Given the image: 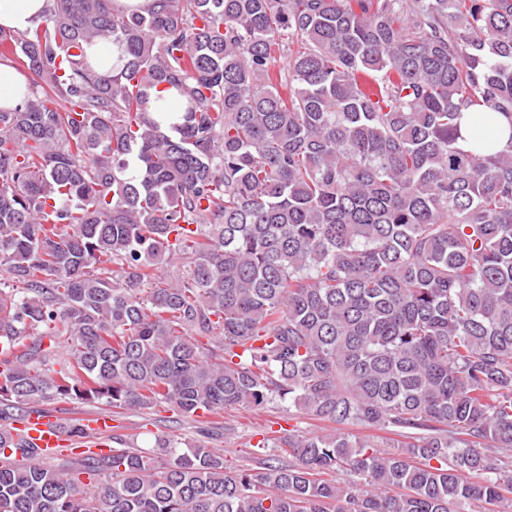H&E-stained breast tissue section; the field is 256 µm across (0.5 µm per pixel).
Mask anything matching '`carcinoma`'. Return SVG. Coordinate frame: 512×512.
<instances>
[{
    "label": "carcinoma",
    "mask_w": 512,
    "mask_h": 512,
    "mask_svg": "<svg viewBox=\"0 0 512 512\" xmlns=\"http://www.w3.org/2000/svg\"><path fill=\"white\" fill-rule=\"evenodd\" d=\"M155 2L0 30L31 74L0 107V421L170 402L206 434L279 401L327 429L255 472L164 433L52 466L0 427V512L512 508V0Z\"/></svg>",
    "instance_id": "obj_1"
}]
</instances>
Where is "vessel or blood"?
Here are the masks:
<instances>
[{"label": "vessel or blood", "instance_id": "1", "mask_svg": "<svg viewBox=\"0 0 512 512\" xmlns=\"http://www.w3.org/2000/svg\"><path fill=\"white\" fill-rule=\"evenodd\" d=\"M111 426V415H95L86 419L83 432L76 434L59 417L33 413L21 423L20 430L40 448H84L108 435Z\"/></svg>", "mask_w": 512, "mask_h": 512}]
</instances>
